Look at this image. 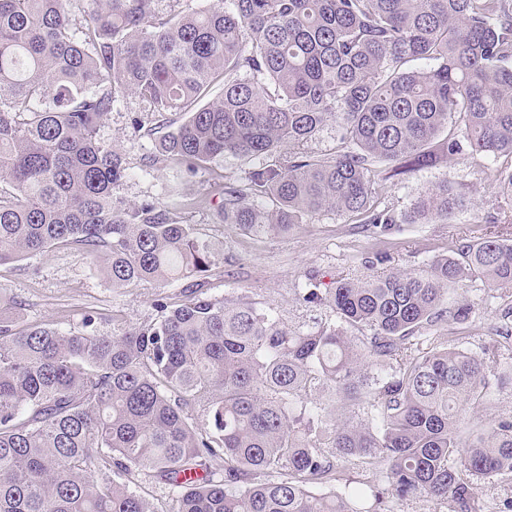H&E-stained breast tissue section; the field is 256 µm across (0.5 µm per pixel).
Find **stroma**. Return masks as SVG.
<instances>
[{
  "label": "stroma",
  "instance_id": "35a3bbf8",
  "mask_svg": "<svg viewBox=\"0 0 512 512\" xmlns=\"http://www.w3.org/2000/svg\"><path fill=\"white\" fill-rule=\"evenodd\" d=\"M184 113L154 115L135 96L117 102L100 135L123 154L127 176L117 196L125 202L168 201L171 194L212 195L215 174L238 182L252 161L225 158L216 171L185 172L163 161L158 145L167 132L180 125ZM512 167V158L489 160L464 154L457 161L406 176L400 183H383L379 203L395 212L409 209L432 185L448 182L465 191L471 206L447 224H402L384 239H376L355 218L334 212L294 225L283 235L256 237L232 224L217 223L214 208L206 205L182 210L184 223L197 235L224 251L223 262L207 276L203 291L212 297L248 294L260 306L291 311L295 294L306 280L330 283L363 275L364 261L377 249L390 255V267L412 268L435 255L452 254L461 236L485 231L512 234V209L501 206L491 188L495 170ZM498 224L486 225L487 216ZM0 294L18 305L17 327L51 323L61 330L80 326L84 315L95 318L98 329L137 325L158 316L156 288H115L92 261L69 248H55L31 258L0 266Z\"/></svg>",
  "mask_w": 512,
  "mask_h": 512
}]
</instances>
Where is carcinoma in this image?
I'll return each mask as SVG.
<instances>
[{"label":"carcinoma","mask_w":512,"mask_h":512,"mask_svg":"<svg viewBox=\"0 0 512 512\" xmlns=\"http://www.w3.org/2000/svg\"><path fill=\"white\" fill-rule=\"evenodd\" d=\"M155 2L0 0V264L69 246L114 288H165L221 259L178 216L206 199L113 202L126 167L100 129L129 94L187 114L160 142L175 166L266 159L213 183L222 222L253 235L325 212L378 236L447 224L465 202L455 186L399 215L378 187L466 145L512 156V0H232L168 19ZM330 120L336 153L306 152ZM494 188L512 207V168ZM386 262L378 250L357 279L298 289L332 320L197 290L114 332L91 316L19 331L0 315V512H156L122 482L135 470L170 487L169 512H393L410 498L482 512L478 482L512 474V413L478 426L463 411L492 406L491 376L512 387V306L476 351L437 332L512 296V239ZM473 278L487 296L448 297ZM344 464L372 477L314 493Z\"/></svg>","instance_id":"1"}]
</instances>
